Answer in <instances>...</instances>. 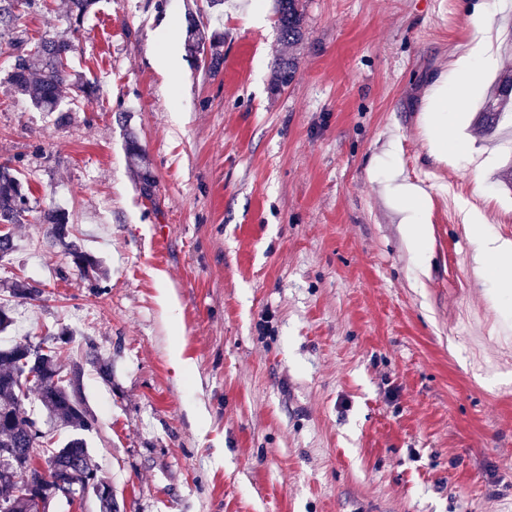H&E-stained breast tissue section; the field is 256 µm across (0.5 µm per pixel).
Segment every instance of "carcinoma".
Returning a JSON list of instances; mask_svg holds the SVG:
<instances>
[{"mask_svg":"<svg viewBox=\"0 0 512 512\" xmlns=\"http://www.w3.org/2000/svg\"><path fill=\"white\" fill-rule=\"evenodd\" d=\"M19 0H6L0 5V26L15 25L14 9ZM97 0H67L66 8L70 26L79 31L85 17L93 10ZM278 29L284 42L292 46L304 37L305 16L300 0H275ZM220 41L208 34L206 27L195 20L188 21L184 39L187 55L209 58L208 68L217 72L223 63L219 50ZM71 41L58 33L41 37L33 50L18 56L11 74L14 91L28 97L44 112H58L63 88L70 81L68 55ZM297 69L295 58L281 60L274 71L276 88L288 86ZM512 110V71L503 73L490 91L487 110L479 113L480 131H492L500 118ZM32 212L29 198L14 169L8 163H0V223L18 224L25 214ZM36 220L46 225V243L58 249L87 280H99L104 275L99 258L83 251L77 244L73 227L66 213L49 208L39 212ZM17 250V237L12 230L0 232V259ZM10 297L27 300L42 294L40 285L27 281H14L8 285ZM71 332L62 329L44 337L36 345L16 341L0 348V450L11 452L13 465L0 466V512H32V501L46 486L40 484L30 494L23 493L28 481L36 478L29 468L31 449L42 443L46 432L42 426L54 429L64 426L71 434L43 460L51 475L62 481L78 480L83 483L82 492L96 493L98 467L92 462V454L86 434L95 425L92 410L80 396L83 367L79 363L64 369L62 358L65 345L71 343ZM89 361L96 364L100 376L112 380L110 359L90 351ZM36 373L38 382L27 381V374ZM36 391L44 419L33 418L26 410L25 402L31 391Z\"/></svg>","mask_w":512,"mask_h":512,"instance_id":"carcinoma-1","label":"carcinoma"}]
</instances>
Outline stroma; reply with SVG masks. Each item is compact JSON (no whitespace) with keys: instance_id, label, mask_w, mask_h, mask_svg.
Wrapping results in <instances>:
<instances>
[{"instance_id":"1","label":"stroma","mask_w":512,"mask_h":512,"mask_svg":"<svg viewBox=\"0 0 512 512\" xmlns=\"http://www.w3.org/2000/svg\"><path fill=\"white\" fill-rule=\"evenodd\" d=\"M63 0H26L0 31V163L33 207H59L103 260L95 288L43 225H15L0 283L43 284L0 344L69 329L95 412L92 458L120 512H499L512 501V261L471 259L472 224L512 242V115L474 125L512 70L495 0H301L298 70L273 0H99L72 73L94 83L35 109L10 84L18 38L69 31ZM223 35L211 73L187 57V15ZM494 34L467 101L431 85ZM70 32V31H69ZM138 138L150 192L128 157ZM428 199L407 243L391 168ZM456 197L471 224L448 220ZM112 360L104 382L90 349Z\"/></svg>"}]
</instances>
